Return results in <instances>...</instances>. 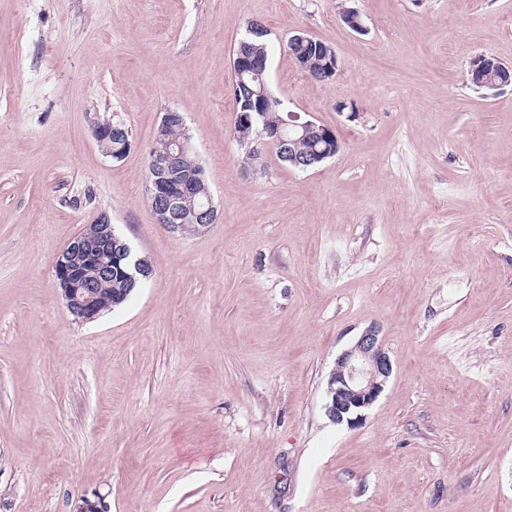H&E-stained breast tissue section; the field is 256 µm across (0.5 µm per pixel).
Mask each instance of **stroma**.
<instances>
[{
    "mask_svg": "<svg viewBox=\"0 0 512 512\" xmlns=\"http://www.w3.org/2000/svg\"><path fill=\"white\" fill-rule=\"evenodd\" d=\"M253 22L284 111L341 143L314 168L232 136ZM482 55L512 66V0H0V512H512V86L471 84ZM169 109L219 210L194 234L147 197ZM103 212L153 274L81 325L53 263ZM371 326L392 374L333 423ZM320 40L314 38L313 36H310L305 33H298L293 36H291L288 39V51L289 53L294 57L295 61L299 65V67L302 70H306L310 73V65L311 63L312 68L319 69V62L318 60L322 59V68L321 73L319 75L320 81H325L331 79L333 76L336 75L337 69H338V59L336 56V53L334 49L329 45H320ZM301 47V49H299ZM313 48V53H317L316 56L312 54V52L309 54L307 52L308 49ZM322 57L320 58L319 55ZM308 57V62L306 61ZM304 70V71H305ZM312 76V75H311ZM313 77V76H312ZM118 131L123 132L124 136L122 138L116 137L113 139V134L117 133ZM94 136L103 154L111 158L113 153L112 149L118 150V152H122L119 150V148L122 146V143L118 141L120 139L123 140V147L126 149V151L123 154L113 156L112 159L114 160H121L127 153V149L130 146L128 129L124 126L123 123L113 122L110 118H107L104 121H97L94 126ZM371 327L343 352L328 382L325 411L331 421L355 428L362 425L364 411L378 399L391 375L392 363Z\"/></svg>",
    "mask_w": 512,
    "mask_h": 512,
    "instance_id": "35a3bbf8",
    "label": "stroma"
}]
</instances>
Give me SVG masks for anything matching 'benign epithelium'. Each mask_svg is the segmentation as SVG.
Listing matches in <instances>:
<instances>
[{"instance_id":"benign-epithelium-1","label":"benign epithelium","mask_w":512,"mask_h":512,"mask_svg":"<svg viewBox=\"0 0 512 512\" xmlns=\"http://www.w3.org/2000/svg\"><path fill=\"white\" fill-rule=\"evenodd\" d=\"M322 57L320 80L325 81L336 75L338 59L334 49L322 45L319 40L305 33H298L288 39V52L301 69L310 70L307 62L308 50ZM234 81L242 80L245 73L259 67L256 57L250 55L244 44H239L232 58ZM503 63L482 55L479 64L472 65L469 75L478 87H499L512 84V72L501 69ZM177 127L186 131L183 116L174 110L163 113L157 128L156 140L167 144L165 151H151L148 167L151 178L147 186L148 200L157 221L173 232L182 231L192 220L202 229L216 222L217 207L209 187L206 185V169L199 160L194 168L184 169L183 160L193 151L188 136L179 140L167 139L168 130ZM121 131L123 147L129 148V132L121 122L107 118L94 126V136L103 154L112 156L113 134ZM341 148L335 131L311 120L302 121L296 114H288V120L276 126L264 125L256 140L255 150L262 154L264 149H273L288 165L307 170L333 157ZM199 198V208L186 212L183 202L188 198ZM131 250L119 242L112 223L107 216H99L74 236L57 255L53 263L54 277L62 292L68 312L79 323L96 321L103 314L98 291L87 281L85 267L93 266L104 277L120 272L133 277L140 274L151 277L153 269L147 260L140 258L128 263L126 258ZM392 363L384 351L377 330L371 327L359 336L355 344L343 352L336 362V368L328 382L325 411L331 421L345 423L351 428L362 425L364 411L378 399L391 375ZM73 512H109L105 498L99 494L84 496L75 505Z\"/></svg>"}]
</instances>
